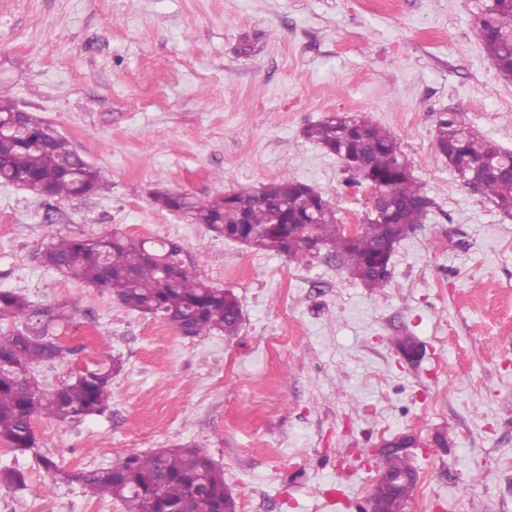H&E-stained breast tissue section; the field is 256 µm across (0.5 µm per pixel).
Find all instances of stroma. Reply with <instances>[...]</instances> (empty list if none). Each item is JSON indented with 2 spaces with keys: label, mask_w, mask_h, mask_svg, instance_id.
Masks as SVG:
<instances>
[{
  "label": "stroma",
  "mask_w": 512,
  "mask_h": 512,
  "mask_svg": "<svg viewBox=\"0 0 512 512\" xmlns=\"http://www.w3.org/2000/svg\"><path fill=\"white\" fill-rule=\"evenodd\" d=\"M471 0H0V99L34 113L108 190L43 200L0 183V289L46 309L63 351L51 390L124 367L107 409L36 418L66 471L175 445L224 470L237 512H367L380 444L411 435L409 512H512V215L463 185L435 150L453 112L512 151V80L476 33ZM336 112L390 129L435 205L396 244L386 287L351 279L329 251L297 264L156 207L284 176L330 199L342 224L370 207L341 162L302 131ZM114 231L180 246L185 268L232 292L237 336H184L111 293L44 267L56 235ZM411 337L420 358L395 340ZM0 512H124L77 482L49 483L35 455ZM468 495H461V486Z\"/></svg>",
  "instance_id": "1"
}]
</instances>
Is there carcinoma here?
<instances>
[{
    "label": "carcinoma",
    "instance_id": "carcinoma-1",
    "mask_svg": "<svg viewBox=\"0 0 512 512\" xmlns=\"http://www.w3.org/2000/svg\"><path fill=\"white\" fill-rule=\"evenodd\" d=\"M477 34L497 70L512 71V0H472ZM27 138L0 141V182H21L37 197L56 199L96 193L108 186L104 173L85 163L68 141L40 119L23 113ZM304 137L343 164L347 184H375L388 199L390 217L367 215L361 232L346 234L337 209L321 192L293 177L260 189L207 199L171 190L152 194L156 207L187 215L224 236L265 252L282 253L281 221L312 226L349 276L367 288L390 278L395 245L414 233L432 199L400 164L396 136L362 113H338L304 128ZM435 148L448 167L495 206L512 213V152L464 127L453 112L437 119ZM179 247L155 250L146 242L115 233L97 238L58 237L41 253L42 264L88 286L110 292L125 307L159 317L185 336L238 333L240 307L235 296L191 275ZM23 328L0 335V444L21 453L38 448L37 417L74 420L103 411L112 396V377L121 359L105 348L94 369L43 390L38 366L56 360L62 347L49 328L71 319L64 310L36 309L23 294L0 289V321ZM52 481L81 483L100 497L116 499L125 512H218L224 503V471L203 450L191 446L118 457L106 468L68 474L39 456ZM24 471L0 469V488L22 490Z\"/></svg>",
    "mask_w": 512,
    "mask_h": 512
}]
</instances>
